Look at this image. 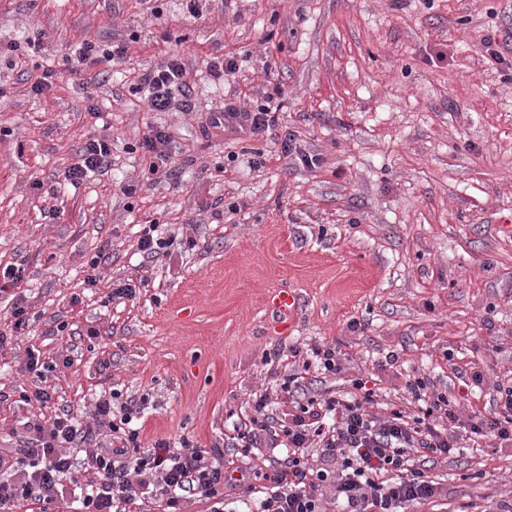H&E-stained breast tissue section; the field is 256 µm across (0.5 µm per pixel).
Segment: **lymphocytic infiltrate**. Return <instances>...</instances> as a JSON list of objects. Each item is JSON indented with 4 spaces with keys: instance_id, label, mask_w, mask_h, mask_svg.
<instances>
[{
    "instance_id": "1",
    "label": "lymphocytic infiltrate",
    "mask_w": 512,
    "mask_h": 512,
    "mask_svg": "<svg viewBox=\"0 0 512 512\" xmlns=\"http://www.w3.org/2000/svg\"><path fill=\"white\" fill-rule=\"evenodd\" d=\"M126 59L125 44L86 36L67 47L60 66H43L30 89L39 95L61 72L97 67L106 74ZM185 75L183 59L174 52L160 66L140 74L130 90L142 95L150 111L179 106L187 112L192 88ZM279 109L270 95L248 109L232 100L211 113L208 123L214 129L258 136L275 126ZM171 143L165 127L152 126L132 144L143 162L142 180L176 178ZM111 165V140L94 138L82 147L68 178L75 185L87 173H105ZM287 355L301 359L302 367L288 376L286 418L270 414L268 395L259 393L253 398L252 414L233 427V445L287 451L259 477V512H329L332 504L340 505L341 512H405L410 504L442 494L441 485L415 466V457H447L459 453L463 442L477 438L493 440L498 448L512 447V382L496 384L493 412L466 415L458 400L439 392L427 377H411L404 389L414 412L393 409L380 417L369 412L374 392L360 379L353 381L354 391L346 399L308 396L302 384L304 371L315 365L341 372L343 354L338 346L315 344L307 351L292 346ZM141 410L135 399L120 403L109 391L95 402L93 424L82 425L65 409L48 424L26 421L21 456L0 452V508L33 500L51 512L65 494L61 479L74 466L69 451L84 445L88 452L83 466L99 481L80 497V512H122V505L141 497L161 500L169 512H186L205 498L212 500V512H223V450L186 440L176 448L166 441L143 446L139 429L132 426ZM312 448L317 451L313 457L308 454Z\"/></svg>"
}]
</instances>
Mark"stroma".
Masks as SVG:
<instances>
[{
    "label": "stroma",
    "mask_w": 512,
    "mask_h": 512,
    "mask_svg": "<svg viewBox=\"0 0 512 512\" xmlns=\"http://www.w3.org/2000/svg\"><path fill=\"white\" fill-rule=\"evenodd\" d=\"M179 2L161 23L136 0H0L1 43L44 33L53 60L89 35L126 41L129 56L101 79L93 113L85 75L33 96L0 59V268L25 267L16 295H0V325L19 297L32 317L0 346V451L17 448L23 422L63 408L92 423L109 389L145 399L143 444L223 446L254 393L283 408L289 368L273 349L316 342L346 355L340 373L310 369L316 398L348 397L361 378L379 414L406 407V378L425 375L461 411L490 409L495 383L512 380V233L500 229L512 225V0H210L195 23L180 21ZM166 30L183 39L190 112L148 111L127 90L164 59ZM228 53L239 71L214 88L205 64ZM271 92L270 132L209 128L225 99L247 107ZM151 125L171 131L178 179L130 198L119 185L139 182L141 165L126 146ZM287 134L317 166L282 154ZM97 135L112 139L111 170L71 185L67 168ZM257 150L266 162L254 168ZM152 219L196 248L142 261L135 244ZM102 250L110 259L88 286ZM142 277L135 300L108 301L113 282ZM277 288L297 293L291 317L268 309ZM31 349L52 367L44 377L26 370ZM474 366L484 382L470 391ZM285 454L225 448L237 482L224 512L256 505V474ZM427 473L442 497L406 512H497L512 499V448L487 440Z\"/></svg>",
    "instance_id": "35a3bbf8"
}]
</instances>
